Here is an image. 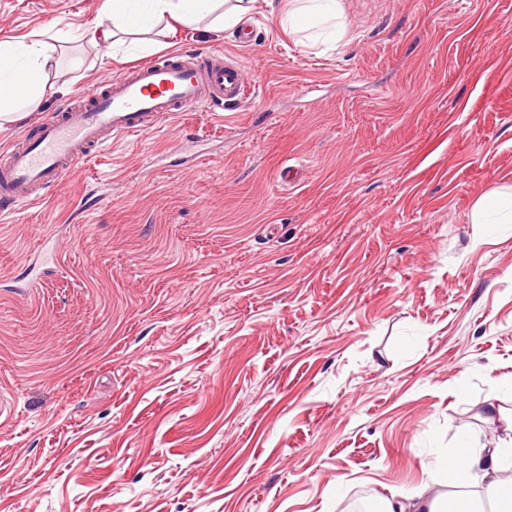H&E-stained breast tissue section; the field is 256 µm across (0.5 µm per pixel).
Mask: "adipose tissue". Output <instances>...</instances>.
Masks as SVG:
<instances>
[{
	"mask_svg": "<svg viewBox=\"0 0 512 512\" xmlns=\"http://www.w3.org/2000/svg\"><path fill=\"white\" fill-rule=\"evenodd\" d=\"M255 0H102L105 24L86 30L90 41L128 43L146 52L156 46L148 34L155 28L171 31L176 26L207 23L210 29L235 27L252 12ZM284 33L294 35L319 29L335 33L343 8L340 0H267ZM57 36L20 41L0 40V125L24 120L56 94L50 75L57 65ZM512 461V447L453 451L437 458L432 467L433 485L461 488L485 482L492 512H512V486L496 478ZM430 486L396 490L381 498L379 512H441Z\"/></svg>",
	"mask_w": 512,
	"mask_h": 512,
	"instance_id": "1",
	"label": "adipose tissue"
}]
</instances>
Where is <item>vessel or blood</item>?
Returning a JSON list of instances; mask_svg holds the SVG:
<instances>
[{
  "label": "vessel or blood",
  "instance_id": "vessel-or-blood-1",
  "mask_svg": "<svg viewBox=\"0 0 512 512\" xmlns=\"http://www.w3.org/2000/svg\"><path fill=\"white\" fill-rule=\"evenodd\" d=\"M249 99L241 64L218 53L185 50L102 79L53 120L36 125L25 146L0 153V213L41 198L106 138L158 128L199 107H244Z\"/></svg>",
  "mask_w": 512,
  "mask_h": 512
}]
</instances>
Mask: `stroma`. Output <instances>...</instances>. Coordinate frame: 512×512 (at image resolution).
Listing matches in <instances>:
<instances>
[{"label":"stroma","instance_id":"stroma-1","mask_svg":"<svg viewBox=\"0 0 512 512\" xmlns=\"http://www.w3.org/2000/svg\"><path fill=\"white\" fill-rule=\"evenodd\" d=\"M100 6L0 0V39L66 36L0 152L154 61L82 38ZM342 7L327 52L264 0L179 28L244 63V110L118 138L0 216V512H351L505 438L512 223L474 216L512 192V0Z\"/></svg>","mask_w":512,"mask_h":512}]
</instances>
